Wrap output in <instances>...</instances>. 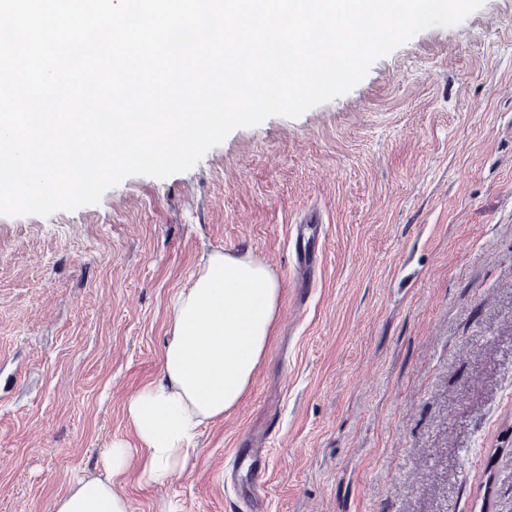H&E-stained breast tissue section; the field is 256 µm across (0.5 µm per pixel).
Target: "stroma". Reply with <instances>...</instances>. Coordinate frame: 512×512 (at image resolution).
<instances>
[{"instance_id":"1","label":"stroma","mask_w":512,"mask_h":512,"mask_svg":"<svg viewBox=\"0 0 512 512\" xmlns=\"http://www.w3.org/2000/svg\"><path fill=\"white\" fill-rule=\"evenodd\" d=\"M311 204L305 293L290 230ZM210 252L269 267L272 337L238 406L148 485L126 404ZM116 442L129 512H512V0L188 171L0 216V512H54Z\"/></svg>"}]
</instances>
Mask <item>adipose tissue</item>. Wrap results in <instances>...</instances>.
<instances>
[{
    "mask_svg": "<svg viewBox=\"0 0 512 512\" xmlns=\"http://www.w3.org/2000/svg\"><path fill=\"white\" fill-rule=\"evenodd\" d=\"M278 297L279 285L265 266L215 252L192 288L174 299L161 376L127 404L142 445L143 482L164 484L184 465L199 427L223 418L244 396L269 341ZM127 461L124 445L113 444L105 474L77 480L56 512H128L125 498L112 489Z\"/></svg>",
    "mask_w": 512,
    "mask_h": 512,
    "instance_id": "obj_1",
    "label": "adipose tissue"
}]
</instances>
